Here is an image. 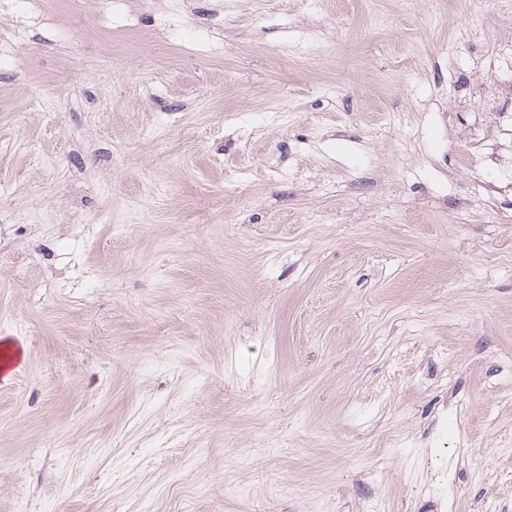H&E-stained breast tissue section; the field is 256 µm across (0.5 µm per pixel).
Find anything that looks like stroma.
<instances>
[{"mask_svg":"<svg viewBox=\"0 0 512 512\" xmlns=\"http://www.w3.org/2000/svg\"><path fill=\"white\" fill-rule=\"evenodd\" d=\"M0 28V512H512V0Z\"/></svg>","mask_w":512,"mask_h":512,"instance_id":"obj_1","label":"stroma"}]
</instances>
